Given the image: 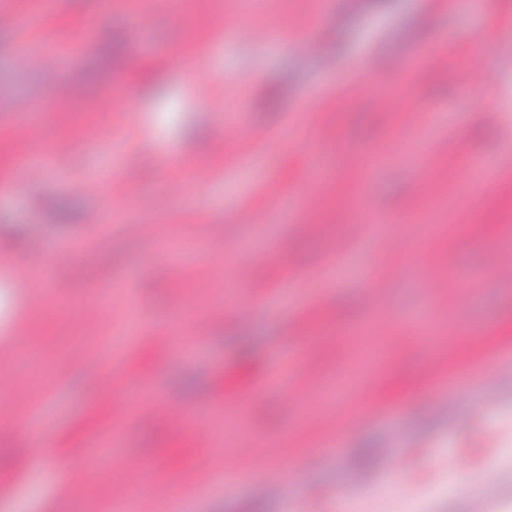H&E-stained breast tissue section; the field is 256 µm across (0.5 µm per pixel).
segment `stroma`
<instances>
[{
    "label": "stroma",
    "instance_id": "obj_1",
    "mask_svg": "<svg viewBox=\"0 0 512 512\" xmlns=\"http://www.w3.org/2000/svg\"><path fill=\"white\" fill-rule=\"evenodd\" d=\"M481 3L470 22L448 0H264L250 11L236 0H153L136 30L113 0H52L36 43L0 29V99L17 106L0 112V183L15 192L0 200V410L22 422L0 433V504L114 512L119 492L144 479L119 458L98 470L101 449L115 445L160 462L139 512H169L172 488L199 483L211 490L187 512H385L388 500L411 498L422 512H471L475 493L512 506V281L485 271L493 247L512 266V0ZM485 35L496 49L489 109L464 55ZM292 36L317 52L294 53ZM155 46L170 51L168 64ZM427 49L444 63H423ZM107 85L119 93L109 108ZM116 125L127 137H113ZM376 147L385 156L373 167ZM28 150L44 153L40 169L19 165ZM475 168L497 177L494 192L468 197ZM293 189L315 209L289 200ZM359 190L386 222L352 240ZM246 206L257 222L242 220ZM96 210L117 219L95 231L86 218ZM33 224L43 264L23 277L14 228ZM132 224L154 232L131 234ZM342 244L348 267L318 272ZM247 262L260 278L230 286ZM52 275L64 283L55 292L45 288ZM107 284L112 301L101 307ZM129 306L144 331L124 343ZM418 308L431 315L428 331L410 319ZM360 321L365 337L332 333ZM301 335L290 395L266 377L277 346ZM33 348L44 369L30 375L22 355ZM463 370L469 392L445 405L437 387ZM128 378L152 394L149 412L126 400ZM339 380L358 404L326 398ZM208 403L195 431L178 426V414ZM336 435L339 453L326 458L319 447ZM42 437L54 448L45 470L26 453ZM365 447L376 453L367 481ZM389 465L406 487L385 475ZM234 467L253 480L221 482ZM491 467L495 480L461 491L464 474ZM289 468L296 479L282 481Z\"/></svg>",
    "mask_w": 512,
    "mask_h": 512
}]
</instances>
